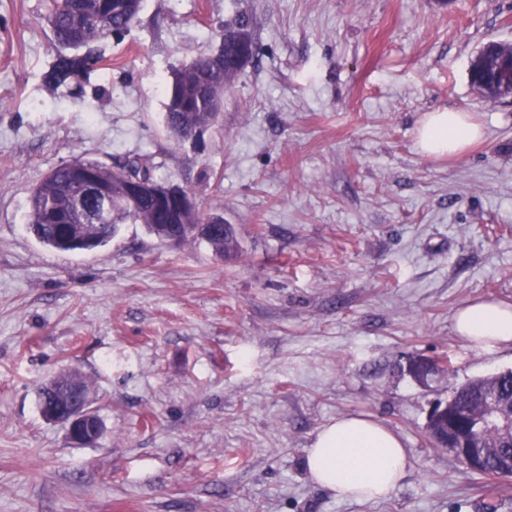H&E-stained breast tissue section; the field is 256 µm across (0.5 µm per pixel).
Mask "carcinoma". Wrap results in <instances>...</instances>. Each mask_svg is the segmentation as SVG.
<instances>
[{"label":"carcinoma","mask_w":512,"mask_h":512,"mask_svg":"<svg viewBox=\"0 0 512 512\" xmlns=\"http://www.w3.org/2000/svg\"><path fill=\"white\" fill-rule=\"evenodd\" d=\"M142 0H47L44 20L56 41L72 50L59 55L44 73L45 85L52 89L71 87L95 70L103 68V55L95 43L107 36H121L128 32L141 11ZM241 38L254 42L250 15L244 11L224 21V41L219 48L224 53V83L202 93L203 78L211 77L204 52L192 61L176 69L172 82L166 88L165 123L175 141L183 143L182 130L207 121L210 113L222 111L223 90L228 88L246 63L236 59V44ZM130 170L114 171L98 162L75 159L52 169L36 184L29 196L27 220L29 230L42 244L61 252L90 250L83 241L68 236L69 227L63 203L70 185L79 178V170L100 172L107 175L112 189V222L90 226L88 238L94 240L93 248L106 245L121 224H143L160 240L173 233L168 225V214L154 208L149 200L140 202L132 209L123 198L125 177L142 175L152 177L151 158L140 155L128 161ZM200 221L213 225L214 235L204 238L214 254L220 258L237 252L238 240L233 225H224L218 214H201ZM489 396H495L507 405L512 402V369L494 375L471 380L456 388L451 396L449 409L443 410L427 423L431 439L447 433L448 417L453 421L479 420L484 415V404ZM484 448H500L486 459V468L496 470L501 458L512 454V446L494 426H486L476 438Z\"/></svg>","instance_id":"carcinoma-1"}]
</instances>
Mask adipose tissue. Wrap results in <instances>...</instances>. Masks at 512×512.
<instances>
[{
  "instance_id": "ef3b65f1",
  "label": "adipose tissue",
  "mask_w": 512,
  "mask_h": 512,
  "mask_svg": "<svg viewBox=\"0 0 512 512\" xmlns=\"http://www.w3.org/2000/svg\"><path fill=\"white\" fill-rule=\"evenodd\" d=\"M482 136L463 112H431L419 129V145L430 156H461ZM455 330L480 349L512 346V308L486 301L464 304L454 315ZM311 480L341 500L389 495L404 478L408 459L400 437L371 418L350 414L323 427L305 457Z\"/></svg>"
}]
</instances>
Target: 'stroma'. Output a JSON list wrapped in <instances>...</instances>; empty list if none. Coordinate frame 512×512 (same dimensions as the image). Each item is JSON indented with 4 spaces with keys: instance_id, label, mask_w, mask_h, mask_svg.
Segmentation results:
<instances>
[{
    "instance_id": "35a3bbf8",
    "label": "stroma",
    "mask_w": 512,
    "mask_h": 512,
    "mask_svg": "<svg viewBox=\"0 0 512 512\" xmlns=\"http://www.w3.org/2000/svg\"><path fill=\"white\" fill-rule=\"evenodd\" d=\"M45 0H0V512H512L434 445L433 403L512 368L454 329L512 305V98L469 63L512 43V0H143L82 95L50 90ZM253 18L257 60L199 147L164 123L172 72ZM471 113L462 156L417 148L426 113ZM150 155L157 179L235 226L234 257L121 225L61 252L26 226L29 192L75 159ZM444 361L419 383L407 361ZM77 369L103 432L71 441L38 391ZM394 430L409 466L387 497L337 499L305 456L347 414ZM485 48H480L478 52L472 57L469 65V77L471 84L477 91V93L485 99H503V97H512V76L511 81L508 80L507 76L502 79V85L500 87L499 97L491 96L486 94L484 85V74L488 77L499 76L497 67L494 61V54L487 56Z\"/></svg>"
}]
</instances>
